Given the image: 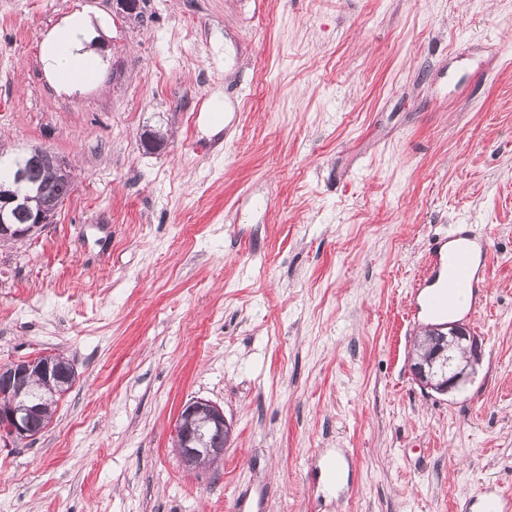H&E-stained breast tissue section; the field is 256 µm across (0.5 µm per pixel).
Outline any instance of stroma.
<instances>
[{
  "label": "stroma",
  "instance_id": "obj_1",
  "mask_svg": "<svg viewBox=\"0 0 512 512\" xmlns=\"http://www.w3.org/2000/svg\"><path fill=\"white\" fill-rule=\"evenodd\" d=\"M81 10L108 22L109 68L64 94L41 46ZM144 12L0 0V140L74 183L0 243V365L54 351L78 374L43 433L0 445V512H466L512 491V0ZM452 228L488 243V301L454 313L483 356L439 394L412 376L433 318L407 302ZM194 398L233 423L199 473L173 448Z\"/></svg>",
  "mask_w": 512,
  "mask_h": 512
}]
</instances>
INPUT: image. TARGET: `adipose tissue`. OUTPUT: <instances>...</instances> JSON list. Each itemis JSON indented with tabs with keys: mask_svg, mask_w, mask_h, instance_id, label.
Returning <instances> with one entry per match:
<instances>
[{
	"mask_svg": "<svg viewBox=\"0 0 512 512\" xmlns=\"http://www.w3.org/2000/svg\"><path fill=\"white\" fill-rule=\"evenodd\" d=\"M98 25V19L77 12L64 19L45 39L42 63L58 90L68 93L83 85L82 65H91L95 73H103L105 64L93 48Z\"/></svg>",
	"mask_w": 512,
	"mask_h": 512,
	"instance_id": "obj_1",
	"label": "adipose tissue"
}]
</instances>
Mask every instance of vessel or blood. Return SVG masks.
Here are the masks:
<instances>
[{"mask_svg":"<svg viewBox=\"0 0 512 512\" xmlns=\"http://www.w3.org/2000/svg\"><path fill=\"white\" fill-rule=\"evenodd\" d=\"M487 270V252H475L463 234L438 238L429 253L426 272L412 286L411 315L416 317L428 311L439 318L447 317L465 289L472 292L470 315H481L486 306Z\"/></svg>","mask_w":512,"mask_h":512,"instance_id":"obj_1","label":"vessel or blood"}]
</instances>
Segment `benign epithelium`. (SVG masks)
<instances>
[{"label": "benign epithelium", "mask_w": 512, "mask_h": 512, "mask_svg": "<svg viewBox=\"0 0 512 512\" xmlns=\"http://www.w3.org/2000/svg\"><path fill=\"white\" fill-rule=\"evenodd\" d=\"M27 184L24 171H19L10 186L0 185V240L25 239L34 231L51 223L48 214L56 212L60 200L44 196L39 210L29 208V197L22 187ZM436 348L412 365L413 375L425 390L447 394L470 380L482 356L481 337L461 323L436 327ZM54 353H41L0 366V442L6 446L37 437L31 419L41 406L36 404L31 381L36 380L48 391L62 387L59 363ZM231 436V425L217 404L196 399L181 411L174 434V447L182 466L197 471L205 465L224 460V448Z\"/></svg>", "instance_id": "1"}]
</instances>
